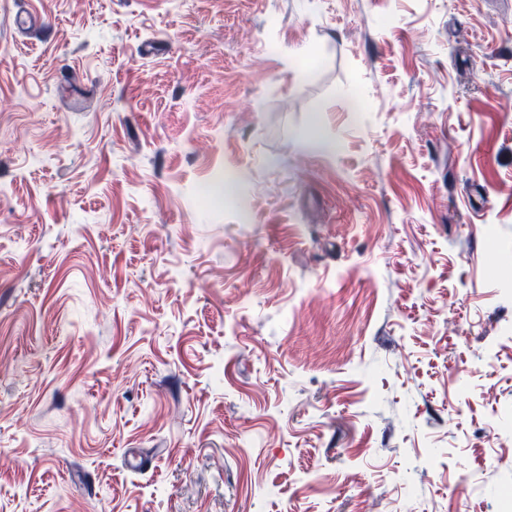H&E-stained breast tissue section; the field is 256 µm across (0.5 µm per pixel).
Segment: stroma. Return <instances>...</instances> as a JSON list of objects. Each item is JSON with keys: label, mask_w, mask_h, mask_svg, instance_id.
I'll list each match as a JSON object with an SVG mask.
<instances>
[{"label": "stroma", "mask_w": 512, "mask_h": 512, "mask_svg": "<svg viewBox=\"0 0 512 512\" xmlns=\"http://www.w3.org/2000/svg\"><path fill=\"white\" fill-rule=\"evenodd\" d=\"M510 267L512 0H0V512H512Z\"/></svg>", "instance_id": "35a3bbf8"}]
</instances>
